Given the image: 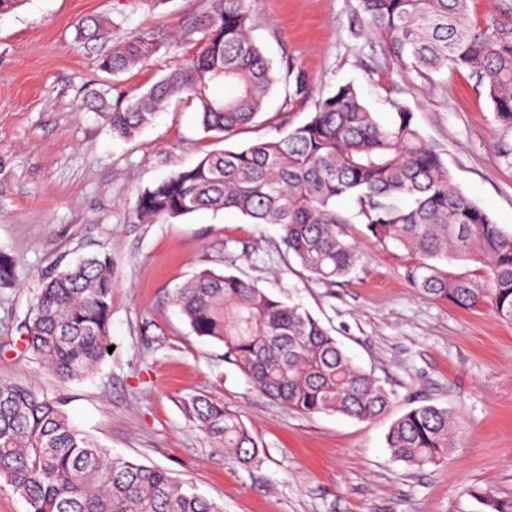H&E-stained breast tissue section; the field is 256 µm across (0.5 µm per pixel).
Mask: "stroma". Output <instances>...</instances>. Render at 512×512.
<instances>
[{"label": "stroma", "instance_id": "1", "mask_svg": "<svg viewBox=\"0 0 512 512\" xmlns=\"http://www.w3.org/2000/svg\"><path fill=\"white\" fill-rule=\"evenodd\" d=\"M206 0H26L0 15V251L18 260L17 281L0 288V379L63 402L73 424L113 454L168 470L223 512H479L468 490L512 497V323L482 304L464 310L426 300L405 279L413 257L384 249L352 224L362 255L355 274L309 277L273 224L201 210L142 222L140 190L194 166L215 143L192 103L173 99L134 137L112 134L98 94L147 89L196 45L176 40L150 60L113 75L100 58L137 32L180 29ZM357 0H258L255 40L277 71L294 67L306 98L277 85L255 123L229 148L279 138L304 124L315 102L352 83L382 123L398 107L444 151L457 187L512 230V162L498 154L512 132L466 74L426 82L384 55L379 37L355 22ZM99 17L103 38L81 36ZM112 259L109 353L93 372L58 378L27 351L17 330L43 279L95 252ZM231 273L301 305L346 352L394 394L386 414L360 422L305 415L270 401L224 360L221 345L195 336L171 303L202 270ZM204 394L236 413L255 438L243 466L187 417ZM426 402L460 421L444 463L410 468L392 459L393 420Z\"/></svg>", "mask_w": 512, "mask_h": 512}]
</instances>
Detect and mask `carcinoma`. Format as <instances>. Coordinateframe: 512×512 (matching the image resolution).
Masks as SVG:
<instances>
[{
	"label": "carcinoma",
	"instance_id": "cac0c4a2",
	"mask_svg": "<svg viewBox=\"0 0 512 512\" xmlns=\"http://www.w3.org/2000/svg\"><path fill=\"white\" fill-rule=\"evenodd\" d=\"M469 0H358L359 26L379 34L386 55L424 80L467 72L512 130V5L485 22L471 19ZM254 0H208L181 37L196 51L166 69L138 95L104 105L112 134L128 138L150 124L173 98L196 104L206 133L224 141L254 123L275 85L305 97L303 75L278 77L251 36ZM164 26L144 30L100 60L122 73L169 46ZM222 85V98L212 88ZM349 197L356 212L336 201ZM233 209L256 224H275L281 242L310 276L334 282L355 272L361 256L346 239L358 223L378 245L417 256L405 278L429 300L463 309L488 304L512 323V232L505 231L453 182L443 151L421 135L415 115L401 107L382 125L354 87L344 84L314 104L310 119L285 136L243 148L212 150L194 167L143 189V221L199 210ZM451 260L481 265V275L448 271ZM17 260L0 252V288L13 286ZM174 304L199 338L224 347L235 366L268 398L302 414L336 413L359 421L383 415L394 393L356 365L330 331L305 309L272 296L234 274L203 270L175 289ZM112 262L95 254L44 281L21 339L65 380L91 371L108 350ZM187 416L224 444L234 461L259 455L236 414L205 395L184 405ZM459 427L453 412L433 404L410 408L386 434L392 456L410 467L448 458ZM0 480L29 512H222L221 507L160 467L114 457L76 428L63 403L0 380ZM484 512H512V498L469 490Z\"/></svg>",
	"mask_w": 512,
	"mask_h": 512
}]
</instances>
